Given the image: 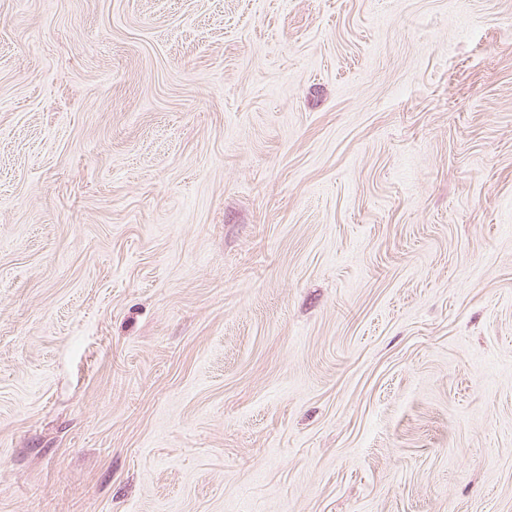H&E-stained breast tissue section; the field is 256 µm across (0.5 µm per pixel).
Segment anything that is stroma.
I'll list each match as a JSON object with an SVG mask.
<instances>
[{
  "label": "stroma",
  "instance_id": "stroma-1",
  "mask_svg": "<svg viewBox=\"0 0 512 512\" xmlns=\"http://www.w3.org/2000/svg\"><path fill=\"white\" fill-rule=\"evenodd\" d=\"M0 512H512V0H0Z\"/></svg>",
  "mask_w": 512,
  "mask_h": 512
}]
</instances>
